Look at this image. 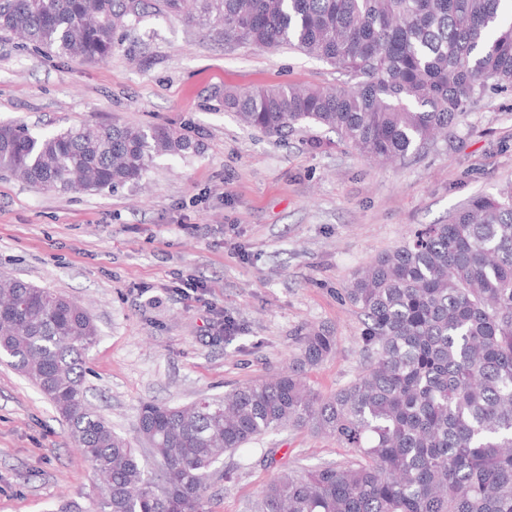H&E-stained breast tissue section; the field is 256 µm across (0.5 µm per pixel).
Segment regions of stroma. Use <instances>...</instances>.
I'll return each instance as SVG.
<instances>
[{"mask_svg": "<svg viewBox=\"0 0 512 512\" xmlns=\"http://www.w3.org/2000/svg\"><path fill=\"white\" fill-rule=\"evenodd\" d=\"M323 61L228 45L216 25L146 10L102 62L60 58L0 33V122L44 133L84 124L164 125L193 151L155 158L140 183L58 192L0 171V275L83 305L99 330L85 383L121 434L148 402L198 398L287 370L308 328L336 351L307 373L327 397L356 374L362 323L343 290L418 225L512 182V92L487 91L448 138L392 164L299 125L287 141L240 124L228 88L330 85ZM202 282L180 302L174 282ZM230 320V334L217 324ZM350 449L309 429L226 453L208 512H247L284 468ZM97 477L51 403L0 363V512H92Z\"/></svg>", "mask_w": 512, "mask_h": 512, "instance_id": "stroma-1", "label": "stroma"}]
</instances>
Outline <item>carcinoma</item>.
<instances>
[{
	"label": "carcinoma",
	"mask_w": 512,
	"mask_h": 512,
	"mask_svg": "<svg viewBox=\"0 0 512 512\" xmlns=\"http://www.w3.org/2000/svg\"><path fill=\"white\" fill-rule=\"evenodd\" d=\"M223 27L224 41L288 47L344 80L227 89L224 107L268 136L302 123L368 159L403 160L448 135L487 90L512 88V0H155ZM145 0H0V32L59 57L112 54ZM194 148L166 126L35 133L0 124V170L63 192L136 184L154 158ZM365 357L329 397L304 374L336 350L310 330L279 376L186 406L145 404L137 438L86 401L98 328L77 303L0 276V358L54 406L101 478L93 512H207L212 468L275 430L310 428L352 450L283 472L250 512H512V183L425 224L345 288Z\"/></svg>",
	"instance_id": "cac0c4a2"
}]
</instances>
